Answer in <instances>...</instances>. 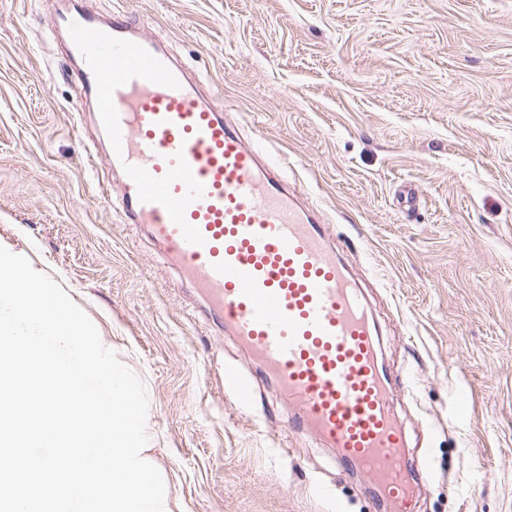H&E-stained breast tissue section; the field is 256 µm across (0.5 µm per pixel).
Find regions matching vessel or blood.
Wrapping results in <instances>:
<instances>
[{"label":"vessel or blood","instance_id":"vessel-or-blood-1","mask_svg":"<svg viewBox=\"0 0 512 512\" xmlns=\"http://www.w3.org/2000/svg\"><path fill=\"white\" fill-rule=\"evenodd\" d=\"M69 56L96 102L119 207L142 224L164 264L202 296L209 320L246 346L260 376L295 410L291 428L367 475L380 502L408 512L413 477L379 361L374 315L329 226L263 162L221 106L193 84L162 41L125 15L57 13Z\"/></svg>","mask_w":512,"mask_h":512}]
</instances>
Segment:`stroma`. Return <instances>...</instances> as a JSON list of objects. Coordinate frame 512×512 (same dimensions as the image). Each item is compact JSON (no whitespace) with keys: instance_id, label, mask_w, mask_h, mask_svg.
Masks as SVG:
<instances>
[{"instance_id":"obj_1","label":"stroma","mask_w":512,"mask_h":512,"mask_svg":"<svg viewBox=\"0 0 512 512\" xmlns=\"http://www.w3.org/2000/svg\"><path fill=\"white\" fill-rule=\"evenodd\" d=\"M162 36L324 214L382 333L413 512H512V0H81ZM54 0H0V246L144 384L168 512H380L98 188ZM414 190L413 210L401 205ZM333 488L334 498L318 493Z\"/></svg>"}]
</instances>
